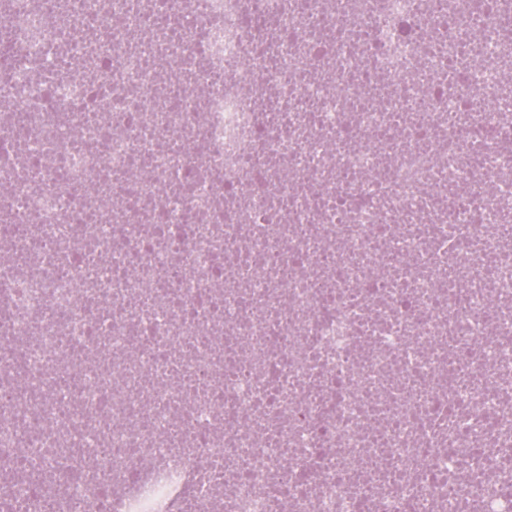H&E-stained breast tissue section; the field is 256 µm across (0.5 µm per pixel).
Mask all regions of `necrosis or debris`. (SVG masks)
<instances>
[{
  "mask_svg": "<svg viewBox=\"0 0 512 512\" xmlns=\"http://www.w3.org/2000/svg\"><path fill=\"white\" fill-rule=\"evenodd\" d=\"M0 512H512V0H0Z\"/></svg>",
  "mask_w": 512,
  "mask_h": 512,
  "instance_id": "obj_1",
  "label": "necrosis or debris"
}]
</instances>
